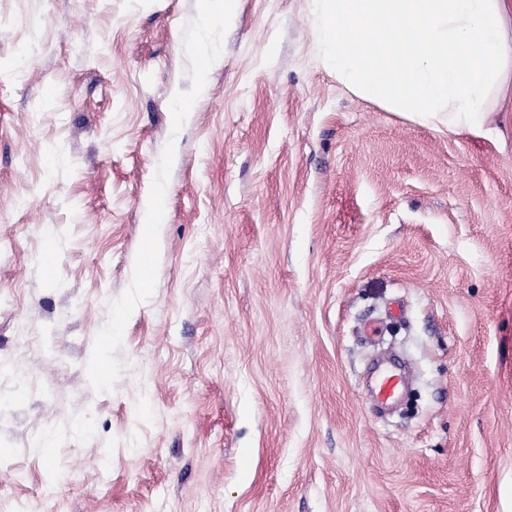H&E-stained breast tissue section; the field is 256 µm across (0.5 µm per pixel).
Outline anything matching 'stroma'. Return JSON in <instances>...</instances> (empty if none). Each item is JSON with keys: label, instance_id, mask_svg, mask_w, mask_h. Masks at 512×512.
Returning <instances> with one entry per match:
<instances>
[{"label": "stroma", "instance_id": "1", "mask_svg": "<svg viewBox=\"0 0 512 512\" xmlns=\"http://www.w3.org/2000/svg\"><path fill=\"white\" fill-rule=\"evenodd\" d=\"M313 27L0 0V512H512V90L425 124ZM403 383L400 372L388 369L379 373L375 384V395L378 401L388 402L399 392Z\"/></svg>", "mask_w": 512, "mask_h": 512}]
</instances>
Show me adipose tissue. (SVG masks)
Masks as SVG:
<instances>
[{
	"label": "adipose tissue",
	"mask_w": 512,
	"mask_h": 512,
	"mask_svg": "<svg viewBox=\"0 0 512 512\" xmlns=\"http://www.w3.org/2000/svg\"><path fill=\"white\" fill-rule=\"evenodd\" d=\"M320 56L361 97L478 131L512 88V0H312Z\"/></svg>",
	"instance_id": "obj_1"
}]
</instances>
